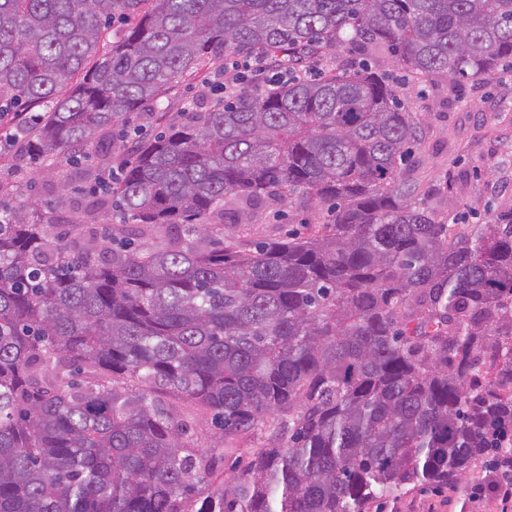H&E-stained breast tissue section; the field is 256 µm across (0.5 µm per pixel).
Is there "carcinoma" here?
<instances>
[{
	"label": "carcinoma",
	"instance_id": "1",
	"mask_svg": "<svg viewBox=\"0 0 512 512\" xmlns=\"http://www.w3.org/2000/svg\"><path fill=\"white\" fill-rule=\"evenodd\" d=\"M324 49L376 64L292 78ZM254 53L290 79L178 112L100 180L114 128ZM508 62L512 0H0V113L49 105L18 158L95 148L84 213L124 217L77 243L62 199L0 215V512H370L511 453L512 207L436 218L381 73ZM298 193L328 222L222 233ZM178 402L221 444L188 446Z\"/></svg>",
	"mask_w": 512,
	"mask_h": 512
}]
</instances>
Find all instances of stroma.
Segmentation results:
<instances>
[{
    "label": "stroma",
    "mask_w": 512,
    "mask_h": 512,
    "mask_svg": "<svg viewBox=\"0 0 512 512\" xmlns=\"http://www.w3.org/2000/svg\"><path fill=\"white\" fill-rule=\"evenodd\" d=\"M387 73L401 85L402 101L419 120L423 140L415 157L413 175L433 188L428 204L452 224H483L505 205L512 203V69L505 67L491 78L458 83L436 75L423 79L406 77L395 66ZM214 94L202 78L183 80L161 98L152 113L140 117L143 136L160 131L166 115L184 108L197 109L213 103ZM15 149L0 152V168L16 167L15 192L0 199L9 210L35 199L55 203L66 195L75 208L87 202L86 183L77 167L61 164L52 168L26 159L14 164ZM283 220L263 214L256 235H286L300 223L326 222L325 211L292 202L282 208ZM383 512H486L475 503L469 488L415 489L388 502Z\"/></svg>",
    "instance_id": "35a3bbf8"
}]
</instances>
